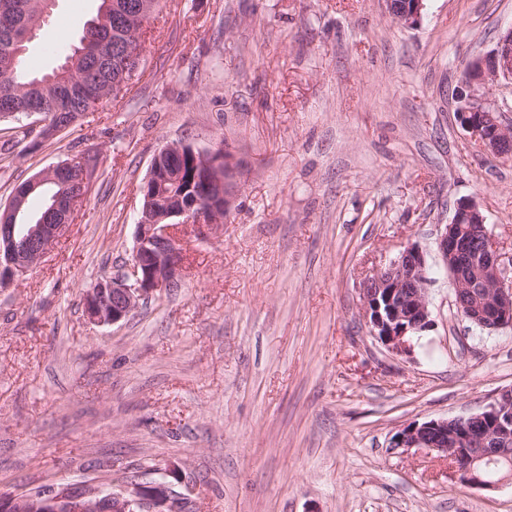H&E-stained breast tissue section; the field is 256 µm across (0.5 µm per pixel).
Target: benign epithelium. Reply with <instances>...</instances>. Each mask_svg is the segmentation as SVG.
<instances>
[{
	"label": "benign epithelium",
	"instance_id": "obj_1",
	"mask_svg": "<svg viewBox=\"0 0 512 512\" xmlns=\"http://www.w3.org/2000/svg\"><path fill=\"white\" fill-rule=\"evenodd\" d=\"M398 23L416 25L424 0H386ZM156 3L138 0L124 5L125 16L141 19L153 14ZM512 84V27L496 47L470 65L463 93L457 95L456 117L461 128L493 155H512V130L504 127L499 109L488 99V85ZM192 166L210 173L212 192L192 195L188 203L169 209L160 206L166 182L184 172L185 156ZM63 164L53 165L29 180L36 189L58 181ZM238 168L229 149L206 153L189 145L163 147L154 157L142 187L143 208L136 224L128 272L102 280L84 296L85 315L97 325L125 320L143 300L175 287L184 275V240L191 232L201 239L221 227L230 211ZM25 197L13 193L0 220V288L40 263L43 243L58 240L70 227L76 200L53 199V210L64 209L61 224H28L16 232ZM437 249L451 269L459 313L486 329L512 326V256H504L490 234L486 218L473 201L457 204L451 222L438 235ZM427 266L423 251L409 245L386 267L373 273L362 289L364 313L372 334L393 354L411 356L413 340L431 325ZM512 442V387L498 392L484 411L468 418L432 419L399 430L394 448H427L448 459L460 483L491 489L512 481L500 474L501 448ZM190 497L177 493L166 480H131L120 490L103 492L82 482L52 483L34 492H0V512H179Z\"/></svg>",
	"mask_w": 512,
	"mask_h": 512
}]
</instances>
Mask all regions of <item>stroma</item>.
Returning a JSON list of instances; mask_svg holds the SVG:
<instances>
[{"label":"stroma","instance_id":"obj_1","mask_svg":"<svg viewBox=\"0 0 512 512\" xmlns=\"http://www.w3.org/2000/svg\"><path fill=\"white\" fill-rule=\"evenodd\" d=\"M98 0H55L35 74L77 44ZM512 0H160L142 69L48 139L0 124V206L45 167L91 156L68 232L0 288V491L54 480L119 490L177 464L194 512H512V483H458L404 426L485 410L512 386V328L455 308L436 239L462 200L512 246V157L455 117L467 65ZM226 143L240 163L221 232L185 238L177 288L94 325L84 294L127 270L154 156ZM432 326L410 358L371 333L364 280L408 245ZM387 10L398 23L411 27L416 25L424 9V0H386Z\"/></svg>","mask_w":512,"mask_h":512}]
</instances>
